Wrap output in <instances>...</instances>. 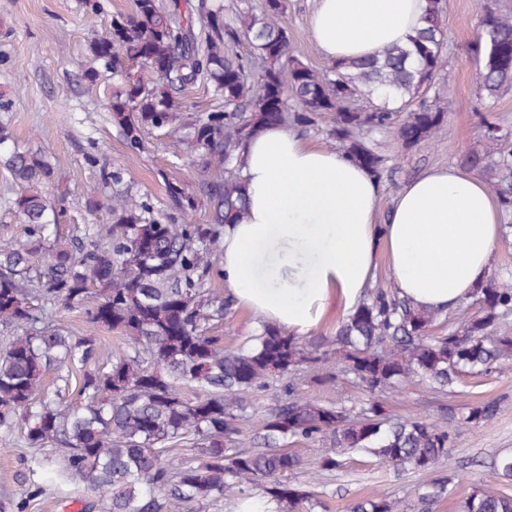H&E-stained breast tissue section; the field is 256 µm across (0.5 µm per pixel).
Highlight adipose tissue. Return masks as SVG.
<instances>
[{
  "label": "adipose tissue",
  "instance_id": "ef3b65f1",
  "mask_svg": "<svg viewBox=\"0 0 512 512\" xmlns=\"http://www.w3.org/2000/svg\"><path fill=\"white\" fill-rule=\"evenodd\" d=\"M425 9L426 0H316L309 35L329 61L372 57L405 43ZM241 158L247 203L224 227L222 276L262 322L303 334L330 297L354 309L381 259L398 295L428 311L455 309L488 274L502 208L473 173L426 172L380 224L377 178L335 150L270 124Z\"/></svg>",
  "mask_w": 512,
  "mask_h": 512
}]
</instances>
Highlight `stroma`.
<instances>
[{
  "mask_svg": "<svg viewBox=\"0 0 512 512\" xmlns=\"http://www.w3.org/2000/svg\"><path fill=\"white\" fill-rule=\"evenodd\" d=\"M103 10L92 14L85 0H0V127L6 128L22 151L45 156L55 170L48 194L62 199V234L94 222L112 223L108 209L88 216L84 203L105 196L102 163L121 172L122 186L132 196L147 200L151 214L162 218L173 201L167 186L180 184L200 194L207 175L185 164L184 132L166 128L147 135L141 149L125 144L98 89L89 87L83 71L93 66L90 43L114 13H129L134 0H101ZM290 49L304 63L322 70L327 59L311 42L308 18L314 0H285ZM483 0H447V64L440 76L445 122L436 138L412 149L402 148L394 134L375 136L373 146L384 159L376 221L386 223L393 199L402 187L424 171L458 165L460 157L481 144L476 107L479 84L463 49L471 39ZM494 400L497 415L455 436L451 458L456 465L452 493L434 512H458L473 489L512 495V480L502 478L494 459L512 452V359L500 360L490 372L464 376L453 393L440 395L418 380L403 382L386 400L389 414L434 420L437 408L447 405L456 414L478 403ZM25 444L0 453V502L5 512H78V493L63 487L60 494L31 498ZM433 473L398 471L391 463L367 451L347 455L343 465L323 473L316 489L327 512H348L357 499L377 492L386 497L413 500Z\"/></svg>",
  "mask_w": 512,
  "mask_h": 512,
  "instance_id": "35a3bbf8",
  "label": "stroma"
}]
</instances>
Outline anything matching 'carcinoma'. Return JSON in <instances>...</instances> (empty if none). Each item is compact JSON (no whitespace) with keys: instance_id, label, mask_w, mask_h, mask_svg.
I'll return each instance as SVG.
<instances>
[{"instance_id":"cac0c4a2","label":"carcinoma","mask_w":512,"mask_h":512,"mask_svg":"<svg viewBox=\"0 0 512 512\" xmlns=\"http://www.w3.org/2000/svg\"><path fill=\"white\" fill-rule=\"evenodd\" d=\"M284 9V0H265L260 12L232 20L221 0H134V11L113 15L94 40L99 67L85 78L96 86L99 70L112 73L115 83L103 87L102 97L126 145L138 149L145 135L180 122L203 167L215 169L200 199L169 186L177 215L165 222L148 217V202L117 190L110 198L117 223L90 224L83 236L61 240L60 211L45 195L52 166L10 146V135L0 132V163L27 224L24 238L0 241V326L15 331L0 348V449L16 445L13 431L22 422L33 450V486L41 493L83 489L81 512H203L226 496L248 502L256 489L275 512H314L323 501L313 480H295L301 470L333 471L344 454L366 450L402 471L436 472L451 466L459 426H478L498 413L497 402L485 401L458 421L448 420L446 407L440 423L393 418L382 398L415 377L446 392L461 374L486 372L512 357L509 279L488 277L474 288L475 311L446 334H430L438 313L415 308L392 288L367 291L337 330L333 350L268 324L238 347L210 334L232 308L214 294L211 280L221 278L224 225L246 204L240 149L286 118L272 97L296 100L295 120L306 127L332 113L329 137L377 177L382 159L367 134L391 128L403 112L397 135L414 148L434 139L444 122L438 99L428 100L447 64L442 0H427L422 26L407 43L321 71L290 55L288 28L276 19ZM242 41L245 57L234 53ZM464 53L487 98L512 90V15L498 0H486ZM202 79L224 108L185 120L174 95ZM483 128V146L467 151L461 164L497 184L509 211L512 129L486 115ZM201 204L211 223H190ZM92 287L90 330L62 333L53 310L72 309ZM101 328L126 341L105 359L95 335ZM333 357L336 371L323 380L361 387L368 399L360 411L304 397L291 382L245 441L242 410L250 394L273 376L303 366L315 372ZM50 371L56 393L75 394L79 405L59 408L45 389ZM296 442L325 448L307 464L291 449ZM452 475L428 483L414 504L371 493L351 512H432ZM460 509L512 512V496L477 489Z\"/></svg>"}]
</instances>
